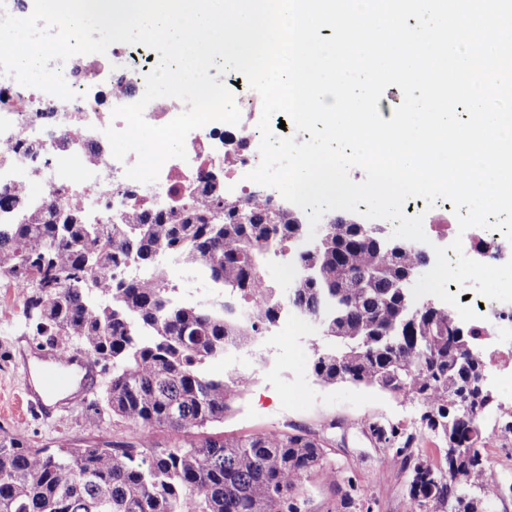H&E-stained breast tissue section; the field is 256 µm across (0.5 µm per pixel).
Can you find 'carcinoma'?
<instances>
[{"mask_svg": "<svg viewBox=\"0 0 512 512\" xmlns=\"http://www.w3.org/2000/svg\"><path fill=\"white\" fill-rule=\"evenodd\" d=\"M59 209L54 200L32 208L22 188H0V210L13 213L11 223H0V278L29 286L24 316L35 335L60 351L77 344L111 366L102 406L138 428L140 440L52 450L0 436V512H308L306 481L319 476L338 486L324 440L307 431H213L250 378L212 375L208 365L224 359L225 343L248 345L275 323L285 298L333 331V350L314 349L312 370L322 384L346 379L426 408L421 421L446 446L444 469L413 452L414 436L369 425L409 472L416 512L459 506L473 487L485 506L498 496L482 454L486 366L469 351L483 330L442 307L410 318L395 292L419 260L409 246L388 253L382 235L337 221L320 251L297 254L314 276H295L284 297L266 280L263 260L299 239L301 216L243 208L211 177L192 201L165 213L135 210L99 226L75 207L62 223ZM168 258L201 269L237 303L263 299L255 320L240 322L237 303L222 298L206 305L175 299ZM129 262L148 278H123ZM85 275L94 289L79 287ZM460 392L470 406L464 419L449 405ZM158 430L177 435L175 442L157 445ZM73 455L81 458L78 472L68 464Z\"/></svg>", "mask_w": 512, "mask_h": 512, "instance_id": "obj_1", "label": "carcinoma"}]
</instances>
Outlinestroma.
Segmentation results:
<instances>
[{
	"mask_svg": "<svg viewBox=\"0 0 512 512\" xmlns=\"http://www.w3.org/2000/svg\"><path fill=\"white\" fill-rule=\"evenodd\" d=\"M22 309V299L0 287V435L20 437L35 447L87 443L93 437L87 416L109 374L100 372L98 388L80 400L27 406L32 380L29 360L44 358L47 352L40 348L39 337L25 326ZM511 341L498 336L484 343L495 356L493 365L486 368L488 382L497 402L505 406L512 404V363H505L498 352ZM327 344L321 328L304 331L292 364L273 377L254 374L251 386L222 428L242 435L302 429L324 437L328 461L339 483H353L356 499L370 505L372 512H406L407 474L390 462V449L375 442L370 423L414 434V452L437 463H444L446 449L423 428L422 405L348 382L319 383L312 373L313 352ZM483 455L488 476L499 487L488 512H512V445L487 440Z\"/></svg>",
	"mask_w": 512,
	"mask_h": 512,
	"instance_id": "stroma-1",
	"label": "stroma"
}]
</instances>
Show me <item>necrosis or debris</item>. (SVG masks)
Masks as SVG:
<instances>
[{
    "label": "necrosis or debris",
    "instance_id": "4bbe7bcc",
    "mask_svg": "<svg viewBox=\"0 0 512 512\" xmlns=\"http://www.w3.org/2000/svg\"><path fill=\"white\" fill-rule=\"evenodd\" d=\"M61 74L74 91L64 101L39 89L12 83L0 98V185H18L20 179L39 183L38 206L53 198L64 206H78L99 223L144 206L166 210L184 204L203 179L216 174L224 180V195L239 205L254 201L247 175L260 163L259 130L246 122L235 126L233 149H225L221 129L202 126L186 144V160L166 161L156 182L143 184L125 175L135 154L117 160L104 131L123 129L122 120L102 109L95 92L110 88L112 106L129 104L127 89L135 87L138 72L129 63L125 44L92 69L80 71L75 59L60 63Z\"/></svg>",
    "mask_w": 512,
    "mask_h": 512
}]
</instances>
